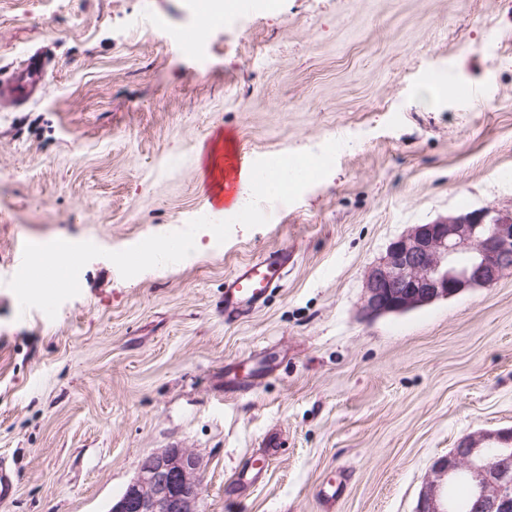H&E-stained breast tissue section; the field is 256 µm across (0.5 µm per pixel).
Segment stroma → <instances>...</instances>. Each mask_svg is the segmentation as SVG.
Here are the masks:
<instances>
[{"label":"stroma","instance_id":"stroma-1","mask_svg":"<svg viewBox=\"0 0 512 512\" xmlns=\"http://www.w3.org/2000/svg\"><path fill=\"white\" fill-rule=\"evenodd\" d=\"M197 24L188 0H0V67L53 57L40 99L0 104V458L17 482L0 512H109L169 448L199 457L201 512H414L461 438L512 430V273L377 317L365 275L413 225L512 213V0H276L183 53ZM226 137L249 165L346 145L265 226L200 231L191 260L130 279L94 259L56 319L20 312L24 243L119 251L182 229L210 209L201 159ZM274 248L294 256L282 286L225 320V277ZM261 362L225 393L224 365Z\"/></svg>","mask_w":512,"mask_h":512}]
</instances>
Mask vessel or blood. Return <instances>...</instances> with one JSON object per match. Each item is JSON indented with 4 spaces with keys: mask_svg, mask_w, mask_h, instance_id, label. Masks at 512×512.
<instances>
[{
    "mask_svg": "<svg viewBox=\"0 0 512 512\" xmlns=\"http://www.w3.org/2000/svg\"><path fill=\"white\" fill-rule=\"evenodd\" d=\"M49 60L44 51H36L19 65L0 75V102L22 107L35 100L45 85ZM238 169L229 167L221 185H214L212 176H205L203 186L212 209L229 208L238 189ZM293 256L287 249L265 252L258 259L241 264L224 280L221 308L225 319H238L261 310L274 288L280 286Z\"/></svg>",
    "mask_w": 512,
    "mask_h": 512,
    "instance_id": "b4317fda",
    "label": "vessel or blood"
}]
</instances>
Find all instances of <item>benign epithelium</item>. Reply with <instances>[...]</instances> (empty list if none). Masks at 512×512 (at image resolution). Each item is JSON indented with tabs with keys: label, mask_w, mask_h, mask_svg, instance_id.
I'll return each instance as SVG.
<instances>
[{
	"label": "benign epithelium",
	"mask_w": 512,
	"mask_h": 512,
	"mask_svg": "<svg viewBox=\"0 0 512 512\" xmlns=\"http://www.w3.org/2000/svg\"><path fill=\"white\" fill-rule=\"evenodd\" d=\"M512 271V214L482 208L416 224L393 241L367 275L368 316L403 313L489 288ZM196 455L172 448L146 457L111 512H200L202 482ZM467 481L473 512H512V432L462 438L435 462L414 512H452L449 485Z\"/></svg>",
	"instance_id": "obj_1"
}]
</instances>
